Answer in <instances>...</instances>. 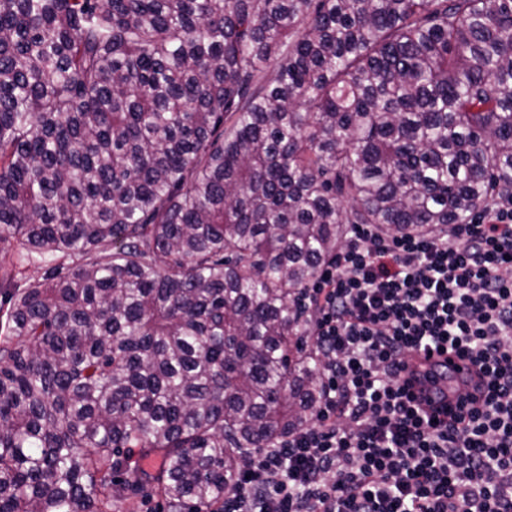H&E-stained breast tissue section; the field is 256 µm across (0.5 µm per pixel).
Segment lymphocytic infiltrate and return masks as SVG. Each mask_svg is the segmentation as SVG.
Listing matches in <instances>:
<instances>
[{
	"instance_id": "lymphocytic-infiltrate-1",
	"label": "lymphocytic infiltrate",
	"mask_w": 512,
	"mask_h": 512,
	"mask_svg": "<svg viewBox=\"0 0 512 512\" xmlns=\"http://www.w3.org/2000/svg\"><path fill=\"white\" fill-rule=\"evenodd\" d=\"M303 303L315 418L251 455L224 512H512V198L446 232L349 225ZM429 349L483 385L444 423L398 381Z\"/></svg>"
}]
</instances>
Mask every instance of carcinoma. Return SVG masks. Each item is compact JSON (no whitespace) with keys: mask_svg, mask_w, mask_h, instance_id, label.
I'll use <instances>...</instances> for the list:
<instances>
[{"mask_svg":"<svg viewBox=\"0 0 512 512\" xmlns=\"http://www.w3.org/2000/svg\"><path fill=\"white\" fill-rule=\"evenodd\" d=\"M512 197V0H0V512H224L320 399L348 224ZM59 255L29 254L25 252L18 254L15 243L11 241L0 245V289L14 288L23 286L29 279H37L42 276L44 270L52 265L63 262ZM10 275L8 280L5 278V272Z\"/></svg>","mask_w":512,"mask_h":512,"instance_id":"obj_1","label":"carcinoma"}]
</instances>
